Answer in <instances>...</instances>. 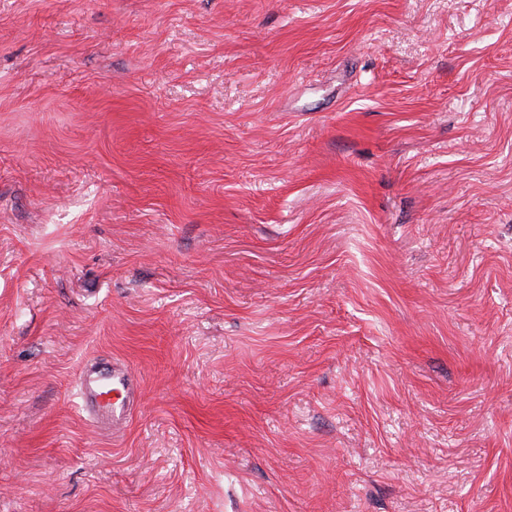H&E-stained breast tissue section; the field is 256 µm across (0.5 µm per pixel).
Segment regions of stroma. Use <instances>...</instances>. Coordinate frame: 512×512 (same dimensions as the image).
<instances>
[{"instance_id": "stroma-1", "label": "stroma", "mask_w": 512, "mask_h": 512, "mask_svg": "<svg viewBox=\"0 0 512 512\" xmlns=\"http://www.w3.org/2000/svg\"><path fill=\"white\" fill-rule=\"evenodd\" d=\"M0 512H512V0H0ZM109 379L110 389L102 380ZM83 398V409L89 414L105 417L112 424L122 423L129 415V397L133 392L134 379L128 370H99L94 364L85 365L78 376Z\"/></svg>"}]
</instances>
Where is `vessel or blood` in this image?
<instances>
[{
	"label": "vessel or blood",
	"instance_id": "obj_1",
	"mask_svg": "<svg viewBox=\"0 0 512 512\" xmlns=\"http://www.w3.org/2000/svg\"><path fill=\"white\" fill-rule=\"evenodd\" d=\"M78 381L86 412L102 415L117 424L126 420L134 382L129 371L100 370L91 364L81 369Z\"/></svg>",
	"mask_w": 512,
	"mask_h": 512
}]
</instances>
